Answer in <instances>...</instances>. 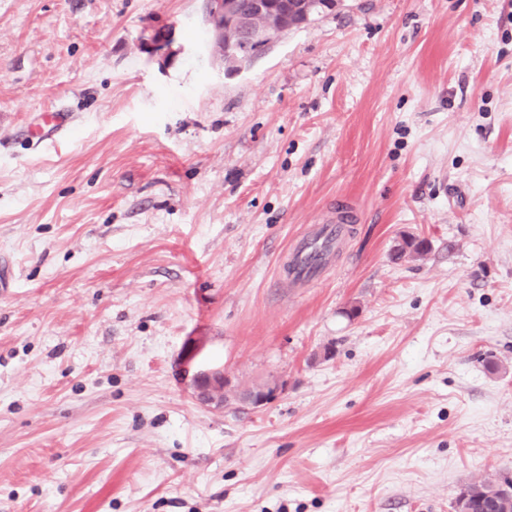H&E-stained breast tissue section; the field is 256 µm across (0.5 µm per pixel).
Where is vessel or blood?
<instances>
[{"label": "vessel or blood", "instance_id": "b4317fda", "mask_svg": "<svg viewBox=\"0 0 512 512\" xmlns=\"http://www.w3.org/2000/svg\"><path fill=\"white\" fill-rule=\"evenodd\" d=\"M73 121L66 110L44 113L40 124L32 129L34 137L44 139L67 131ZM354 210L347 199H337L331 214L313 224L310 232L296 239L290 247L284 271L291 286L298 287L320 279L334 265L348 232L354 222Z\"/></svg>", "mask_w": 512, "mask_h": 512}]
</instances>
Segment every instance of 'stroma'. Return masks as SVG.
<instances>
[{"label":"stroma","mask_w":512,"mask_h":512,"mask_svg":"<svg viewBox=\"0 0 512 512\" xmlns=\"http://www.w3.org/2000/svg\"><path fill=\"white\" fill-rule=\"evenodd\" d=\"M213 368L282 391L203 405ZM501 473L512 0H344L235 72L207 0H0V512H454ZM72 121V115L64 109L44 112L42 122L36 125L35 128L27 130V133L28 135L44 140L52 133L60 134L67 131L71 126ZM333 210L287 249L284 271L292 287L318 280L333 267L348 232L347 224L355 220L347 199L337 198Z\"/></svg>","instance_id":"35a3bbf8"}]
</instances>
